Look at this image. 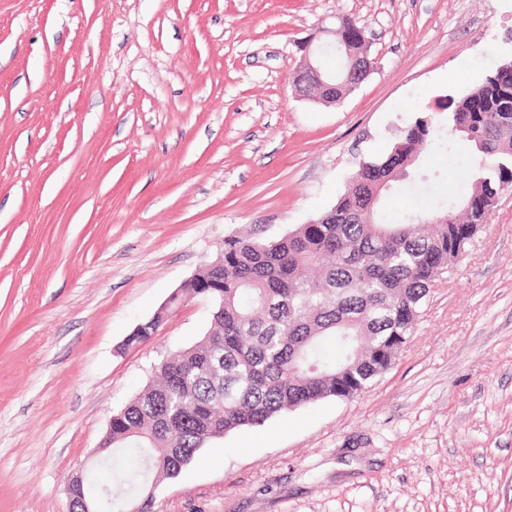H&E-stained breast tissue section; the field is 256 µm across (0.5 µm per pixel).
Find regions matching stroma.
<instances>
[{
	"label": "stroma",
	"mask_w": 512,
	"mask_h": 512,
	"mask_svg": "<svg viewBox=\"0 0 512 512\" xmlns=\"http://www.w3.org/2000/svg\"><path fill=\"white\" fill-rule=\"evenodd\" d=\"M373 72L340 104L289 77L336 20ZM512 60V0H0V512H69L115 410L196 342L193 300L126 337L225 237L330 209L361 158ZM454 138L387 220L470 188ZM152 512H512V192L372 386L212 441Z\"/></svg>",
	"instance_id": "1"
}]
</instances>
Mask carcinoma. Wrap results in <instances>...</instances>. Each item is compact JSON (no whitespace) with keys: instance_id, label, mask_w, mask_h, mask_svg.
<instances>
[{"instance_id":"1","label":"carcinoma","mask_w":512,"mask_h":512,"mask_svg":"<svg viewBox=\"0 0 512 512\" xmlns=\"http://www.w3.org/2000/svg\"><path fill=\"white\" fill-rule=\"evenodd\" d=\"M336 49V87L352 91V56ZM448 132L475 150L470 189L398 224L377 202L441 139L417 117L383 157L360 162L351 187L327 212L275 239L224 238L218 288H206L217 330L164 357L153 380L112 414L108 450L77 496L96 512H150L161 482L177 477L212 440L262 425L305 405L364 392L391 368L411 336L433 283L453 268L512 191V73L495 69L459 102L446 105ZM178 288L127 344L148 341L163 316L195 298Z\"/></svg>"}]
</instances>
